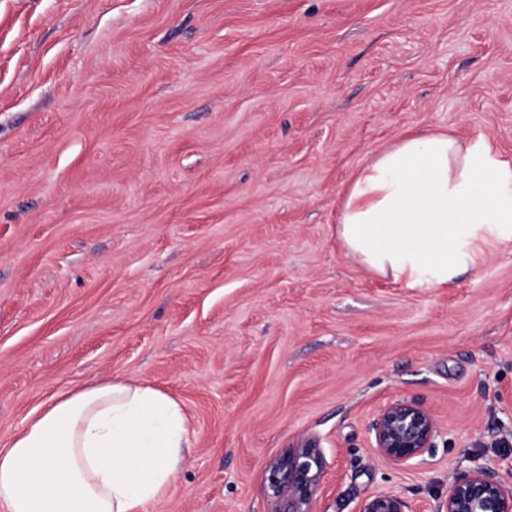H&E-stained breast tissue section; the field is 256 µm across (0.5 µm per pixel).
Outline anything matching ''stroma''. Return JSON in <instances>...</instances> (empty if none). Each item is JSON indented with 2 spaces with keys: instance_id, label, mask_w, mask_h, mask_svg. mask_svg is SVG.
Masks as SVG:
<instances>
[{
  "instance_id": "35a3bbf8",
  "label": "stroma",
  "mask_w": 512,
  "mask_h": 512,
  "mask_svg": "<svg viewBox=\"0 0 512 512\" xmlns=\"http://www.w3.org/2000/svg\"><path fill=\"white\" fill-rule=\"evenodd\" d=\"M425 130L512 163V0H0V448L112 377L188 419L149 512H275L265 466L309 443L314 512L512 474V239L410 288L338 237ZM403 398L438 427L412 468L369 431Z\"/></svg>"
}]
</instances>
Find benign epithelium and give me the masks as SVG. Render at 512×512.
<instances>
[{
    "label": "benign epithelium",
    "mask_w": 512,
    "mask_h": 512,
    "mask_svg": "<svg viewBox=\"0 0 512 512\" xmlns=\"http://www.w3.org/2000/svg\"><path fill=\"white\" fill-rule=\"evenodd\" d=\"M374 448L387 462L402 467L417 464L435 447L438 429L431 412L414 400H396L377 414L370 425ZM325 470L323 449L307 444L290 448L265 470V490L278 505L276 512H311ZM357 512H415L410 500L398 492H380L365 498ZM433 512H512V481L477 464L457 473L448 494Z\"/></svg>",
    "instance_id": "benign-epithelium-1"
}]
</instances>
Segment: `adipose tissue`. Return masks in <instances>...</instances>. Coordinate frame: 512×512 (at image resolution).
Listing matches in <instances>:
<instances>
[{"instance_id":"obj_1","label":"adipose tissue","mask_w":512,"mask_h":512,"mask_svg":"<svg viewBox=\"0 0 512 512\" xmlns=\"http://www.w3.org/2000/svg\"><path fill=\"white\" fill-rule=\"evenodd\" d=\"M339 237L370 270L411 288L447 285L478 243L512 239V164L481 140L430 131L367 158L341 205ZM190 443L180 405L144 382L54 396L0 448L5 512H147Z\"/></svg>"}]
</instances>
